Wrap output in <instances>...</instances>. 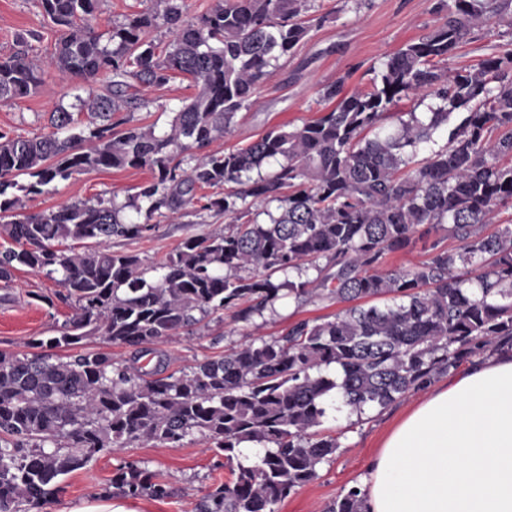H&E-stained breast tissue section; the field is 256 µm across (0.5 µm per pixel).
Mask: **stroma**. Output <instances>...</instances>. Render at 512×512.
Masks as SVG:
<instances>
[{"label":"stroma","instance_id":"35a3bbf8","mask_svg":"<svg viewBox=\"0 0 512 512\" xmlns=\"http://www.w3.org/2000/svg\"><path fill=\"white\" fill-rule=\"evenodd\" d=\"M436 0H313L312 15L322 17L307 41L294 53L283 56L277 70L260 86L255 105L242 110L229 135L214 144L218 150L246 146L279 124H298L317 118L324 107L318 90L343 81L345 92L368 86L381 64L407 42L428 32L437 22L433 11ZM157 0H100L95 30L107 34L113 25L135 12H157ZM57 28L45 17L40 0H0V57L26 47L30 56L48 61L54 51ZM512 49V9L491 16L473 29L456 56L447 62L448 70L477 64L491 54ZM112 79L110 72L99 73L92 81L61 79L46 69L43 81L30 96L0 99V131L24 137L51 133V113L59 107L75 112L89 90H104ZM195 93L182 77L151 88L147 108L135 111L134 120L155 125L157 131L170 130L176 112ZM148 171L112 168L92 171L45 186L43 193L22 197L20 210L26 214L57 208L80 199L127 197L148 182ZM156 226L140 238H117L116 251L137 254L144 263L160 260L193 233H220L225 229L223 215L186 207L169 217H154ZM58 284L45 273L19 267L10 285L0 284V349L18 354L30 351L32 337L56 335L73 309L58 300ZM336 304L315 300L304 305L280 300L264 310L253 323L235 321L232 311L204 319L192 333L171 337L154 345L150 354L135 357L133 348L108 347L102 337L90 336L79 344L57 349L60 357L87 350L110 349L115 361L137 362L153 369L164 361L168 371H179L195 363L218 358L230 349L260 339L281 336L290 324L338 312ZM416 395L399 399L383 410L357 416L333 414L324 423L325 431L336 435L340 447L334 459L323 464L317 478L299 488L275 507V512H326L327 506L367 476L370 456L380 447L386 433L416 402ZM147 468L169 484L173 494L167 499L120 497L127 512H194L198 500L215 483L230 476L206 448L201 435L188 437L177 448L145 445L117 448L102 453L88 466L60 479L56 500L43 512H74L83 503L107 498L116 468L124 463Z\"/></svg>","mask_w":512,"mask_h":512}]
</instances>
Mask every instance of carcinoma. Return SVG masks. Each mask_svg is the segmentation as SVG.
Returning a JSON list of instances; mask_svg holds the SVG:
<instances>
[{"instance_id":"cac0c4a2","label":"carcinoma","mask_w":512,"mask_h":512,"mask_svg":"<svg viewBox=\"0 0 512 512\" xmlns=\"http://www.w3.org/2000/svg\"><path fill=\"white\" fill-rule=\"evenodd\" d=\"M159 2L173 29L162 55L148 39L152 14L129 16L104 41L93 27L98 0H41L61 31L48 66L62 78L107 70L112 84L83 101L85 126L58 108L48 136L0 131V234L12 243L0 251V282L9 285L18 264L55 274L59 298L75 310L59 335L31 341L37 352L0 350V512H41L61 491L58 479L98 454L176 448L196 433L236 464L196 512H274L340 448L319 433L328 406L383 409L478 356L512 350V219L485 232L512 207V50L453 74L440 67L512 0H438L440 23L390 56L368 87L327 85L319 99L330 110L229 152L209 147L322 18L310 15L311 0H217L186 23L184 0ZM43 74L25 50L1 59L0 99L30 96ZM175 75L197 92L171 132L133 123L129 113L148 101L129 92V79L152 87ZM404 99L414 108L393 112ZM442 128L446 143L418 158ZM271 160L279 168L265 175ZM126 167L152 180L122 205L96 198L15 214L20 192ZM256 199L268 221H243ZM188 206L233 227L191 235L155 266L111 249L114 237L156 228L124 210L149 220ZM418 240L428 243L425 262L382 269L387 254ZM70 242L85 249H60ZM287 295L344 308L165 376L101 350L43 352L96 334L142 350L224 309L247 323ZM246 442L260 445L249 464L239 460ZM111 487L132 498L171 495L136 464L116 469ZM327 512H365L363 496L351 488Z\"/></svg>"}]
</instances>
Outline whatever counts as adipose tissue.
Masks as SVG:
<instances>
[{"label":"adipose tissue","mask_w":512,"mask_h":512,"mask_svg":"<svg viewBox=\"0 0 512 512\" xmlns=\"http://www.w3.org/2000/svg\"><path fill=\"white\" fill-rule=\"evenodd\" d=\"M368 472L366 512H512V353L427 392Z\"/></svg>","instance_id":"1"}]
</instances>
